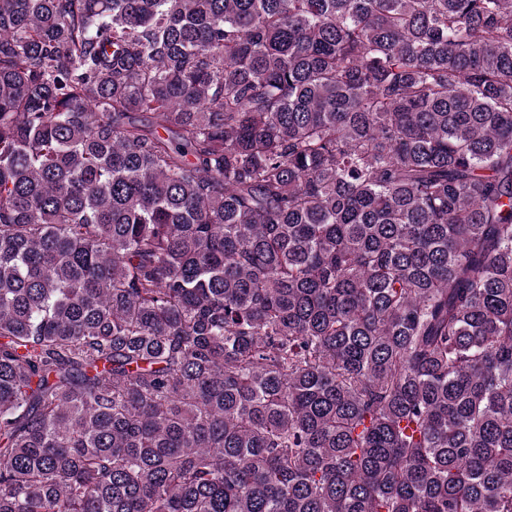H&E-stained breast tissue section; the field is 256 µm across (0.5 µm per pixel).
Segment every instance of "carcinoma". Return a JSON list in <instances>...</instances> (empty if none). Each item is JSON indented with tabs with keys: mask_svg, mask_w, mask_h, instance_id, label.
I'll return each mask as SVG.
<instances>
[{
	"mask_svg": "<svg viewBox=\"0 0 512 512\" xmlns=\"http://www.w3.org/2000/svg\"><path fill=\"white\" fill-rule=\"evenodd\" d=\"M0 512H512V0H0Z\"/></svg>",
	"mask_w": 512,
	"mask_h": 512,
	"instance_id": "carcinoma-1",
	"label": "carcinoma"
}]
</instances>
